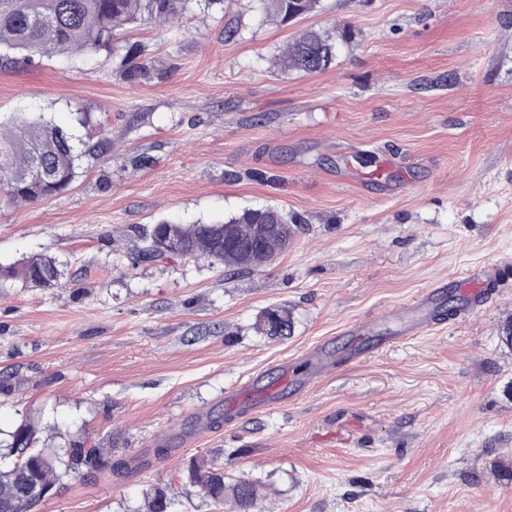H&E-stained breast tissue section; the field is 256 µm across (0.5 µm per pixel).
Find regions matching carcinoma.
Here are the masks:
<instances>
[{"instance_id": "1", "label": "carcinoma", "mask_w": 512, "mask_h": 512, "mask_svg": "<svg viewBox=\"0 0 512 512\" xmlns=\"http://www.w3.org/2000/svg\"><path fill=\"white\" fill-rule=\"evenodd\" d=\"M267 16L286 24L319 7L320 0H261ZM218 7L224 0H0V68L30 65L35 58L50 59L59 54H79L112 45L116 31L127 25L151 24L164 28L177 22L195 5ZM348 32L332 36L305 31L289 42L282 55L288 69L304 73L325 70L336 56L337 42ZM139 52L128 50L120 76L129 82L163 79V70L138 60ZM109 148L108 141L94 143L76 138L44 115L15 118L0 125V197L7 204L37 203L68 190L77 176L80 162L96 159ZM238 235L248 236L251 224H284L282 250H287L294 231L287 226L288 215L275 207L244 209L227 220ZM170 233L182 242L194 259H209L228 269H255L239 249L224 248V226L220 224L153 225L149 238ZM61 271L50 255L40 254L10 266H0V280L20 279L34 287L59 282ZM293 317L285 309L270 308L257 322V329L271 337L291 335ZM20 458L0 466V512H30L35 502L27 490L35 483L48 486L68 475L88 474L112 467L108 448H87L73 444L60 457L35 447V431L28 423L9 432L0 449ZM189 482L215 501H229L237 512H251L258 490L250 481H224V465L208 459L193 460L187 469ZM144 512L170 508L164 488L147 494Z\"/></svg>"}]
</instances>
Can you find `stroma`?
I'll return each mask as SVG.
<instances>
[{"instance_id":"1","label":"stroma","mask_w":512,"mask_h":512,"mask_svg":"<svg viewBox=\"0 0 512 512\" xmlns=\"http://www.w3.org/2000/svg\"><path fill=\"white\" fill-rule=\"evenodd\" d=\"M510 20L512 0H321L286 24L224 0L163 32L126 27L109 50L0 69L1 120L112 142L67 191L0 201V265L48 254L64 272L0 281V432L26 421L41 447L83 440L116 464L62 478L32 512H139L158 487L170 512H231L189 483L198 457L257 482L259 512H512ZM344 25L326 70L281 65L295 35ZM133 46L165 81L120 77ZM267 206L294 239L259 269L135 257L158 222ZM489 265L498 290L467 313L461 281ZM434 283L455 298L443 324L365 339L347 362L349 323L397 333L389 311ZM273 306L292 313L288 338L256 330ZM315 347L334 366L298 389L285 368ZM245 382L276 401L228 417Z\"/></svg>"}]
</instances>
